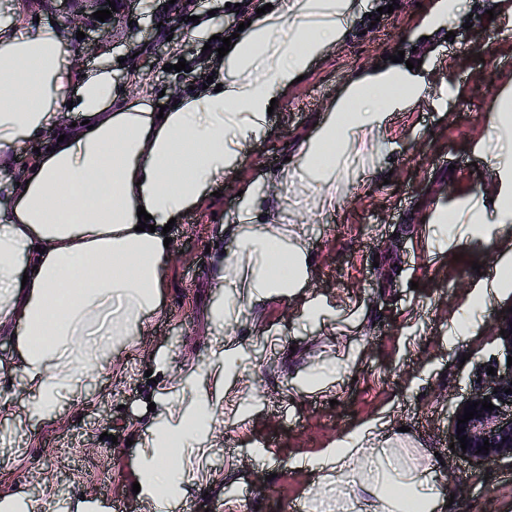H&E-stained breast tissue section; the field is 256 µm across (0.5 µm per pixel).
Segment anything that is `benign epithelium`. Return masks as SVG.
<instances>
[{"mask_svg": "<svg viewBox=\"0 0 512 512\" xmlns=\"http://www.w3.org/2000/svg\"><path fill=\"white\" fill-rule=\"evenodd\" d=\"M65 14L68 22L77 25L93 23L91 31L104 32L111 26L109 22L94 21L93 13L106 9L107 0H64ZM512 389V367L505 373L495 372L489 376L488 386L482 391L474 392L458 402L455 407V414H464L465 405L478 400H487L494 405V410L486 411L482 406H477L478 416L460 425L458 420H453L451 443L454 444L453 451L476 464L489 462L501 457H512V413L506 414L504 409H512V394L505 393V390ZM465 428L467 435V449H462L458 440L457 427ZM489 441V452L480 453L478 448Z\"/></svg>", "mask_w": 512, "mask_h": 512, "instance_id": "1", "label": "benign epithelium"}]
</instances>
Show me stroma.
<instances>
[{"label":"stroma","mask_w":512,"mask_h":512,"mask_svg":"<svg viewBox=\"0 0 512 512\" xmlns=\"http://www.w3.org/2000/svg\"><path fill=\"white\" fill-rule=\"evenodd\" d=\"M21 2L0 0V19L17 9L31 23L49 14L65 28L75 73L110 55L117 87L144 91L149 107L170 105L175 91L211 74L213 59L199 57L194 23L176 20L169 0H148L164 20L152 31L132 0L103 42L78 38L61 0H33L26 9ZM226 2L195 5L210 14L215 49L247 19ZM433 3L364 0L343 38L280 94L266 132L227 187L170 230L162 316L78 398L45 419L27 411L21 378L0 383L1 493L29 488L45 512H66L91 488L96 502L146 512L132 485L159 418L149 403L181 405L198 386L218 383L224 413L199 446L181 453L185 494L173 512H286L311 490L304 463L370 425L396 439L407 464L425 459L436 468L454 498L443 512H512V459L474 466L449 439L457 402L488 368L507 366L494 324L512 307V287L491 297L464 337L451 317L484 275L512 271V241L476 239L471 226L472 214L491 209L501 188L497 158L508 146L492 116L501 96L512 94V16L493 12L492 0H465L464 18L430 27ZM400 52L417 62L430 97L390 113L381 158L371 157L367 142L353 143L337 163L348 195L314 209L287 179L291 160L351 78ZM181 61L186 70L174 71ZM244 185L277 208L280 223L305 224L306 289L323 307L305 319L298 295L236 305L224 341L238 364L219 375L212 314L225 295L216 279L220 251L211 245L219 224L235 223L246 207L238 194ZM441 210L456 213L444 232L435 222Z\"/></svg>","instance_id":"1"}]
</instances>
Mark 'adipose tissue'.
<instances>
[{
    "label": "adipose tissue",
    "instance_id": "1",
    "mask_svg": "<svg viewBox=\"0 0 512 512\" xmlns=\"http://www.w3.org/2000/svg\"><path fill=\"white\" fill-rule=\"evenodd\" d=\"M362 6L278 0L218 60L214 88L178 95L161 115L143 100L119 98L111 60L75 77L60 25L0 21V170L27 140H49L18 179L0 180L11 201L0 210V338L10 343L0 372L24 381L42 416L76 396L80 379L110 368L113 354L159 313L160 272L171 258L163 227L223 188L264 132L271 99L343 37ZM427 96L424 79L399 67L349 81L300 155L298 169L320 207L336 204V163L352 137L381 144L386 116ZM243 196L249 209L219 229L236 240L219 259L221 286L232 287L243 270L247 303L299 293L310 278L305 233L296 224H254V186ZM141 207L152 230L137 229ZM222 401L219 391L192 397L177 423L151 428V462L137 474L150 512L179 498L173 461L209 430ZM390 445L368 426L307 468L324 493L328 473L349 481L366 449L382 447L366 480L371 499L356 512H439L445 489L433 467L403 466Z\"/></svg>",
    "mask_w": 512,
    "mask_h": 512
}]
</instances>
